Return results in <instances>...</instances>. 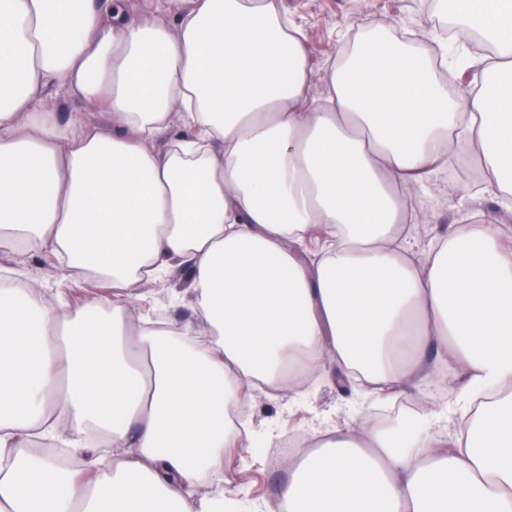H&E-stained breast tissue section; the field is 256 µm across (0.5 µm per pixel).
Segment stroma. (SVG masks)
I'll return each instance as SVG.
<instances>
[{"instance_id":"obj_1","label":"stroma","mask_w":512,"mask_h":512,"mask_svg":"<svg viewBox=\"0 0 512 512\" xmlns=\"http://www.w3.org/2000/svg\"><path fill=\"white\" fill-rule=\"evenodd\" d=\"M283 6L305 35L314 66L313 91L322 93L323 74L327 65L338 58L341 49L368 25L383 20L395 29L419 31L426 15V0H283ZM486 213L512 225V213L503 209L492 194L475 196L460 169L451 168L437 184L420 191L417 224L412 228L411 245L425 249L434 236L447 233L449 225L460 223L463 215ZM0 278L42 289L47 300L64 297L82 299L87 287L83 281L66 276L57 261L32 254L25 262L0 249ZM143 305L135 307L136 316L148 315L152 307L164 310L166 319L175 325H191L204 330L193 306L190 278L182 269L171 270L165 277L142 283ZM245 410L255 438L267 441V449L250 447L240 463L224 466V493L245 495L248 503L275 502L284 475L274 466L281 440L292 435H309L324 422L359 426L379 419L373 404H358L356 394L341 392L336 383L319 381L301 400L287 395L272 396L253 392Z\"/></svg>"}]
</instances>
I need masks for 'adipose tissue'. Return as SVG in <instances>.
<instances>
[{"label": "adipose tissue", "instance_id": "obj_1", "mask_svg": "<svg viewBox=\"0 0 512 512\" xmlns=\"http://www.w3.org/2000/svg\"><path fill=\"white\" fill-rule=\"evenodd\" d=\"M456 15L493 48L456 95L447 42L377 25L316 97L281 0H0V248L97 285L75 305L0 286V512H223L252 388L380 396L446 366L494 401L445 434L315 428L278 510L512 512V227L421 253L406 230L462 160L512 208V0ZM53 89L100 122L62 121ZM176 267L205 333L129 320Z\"/></svg>", "mask_w": 512, "mask_h": 512}]
</instances>
